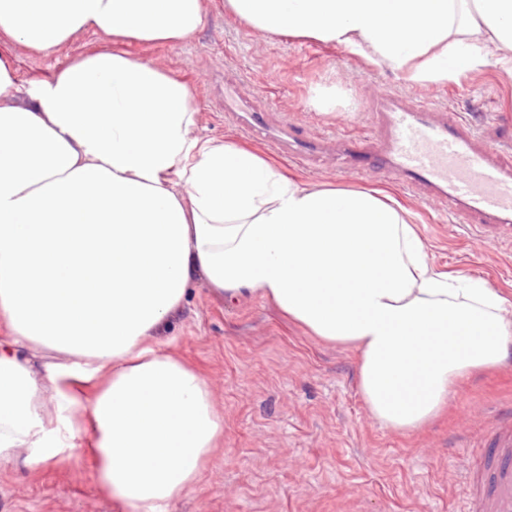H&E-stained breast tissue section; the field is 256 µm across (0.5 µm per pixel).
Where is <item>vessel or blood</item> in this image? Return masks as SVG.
Returning a JSON list of instances; mask_svg holds the SVG:
<instances>
[{
    "label": "vessel or blood",
    "instance_id": "obj_1",
    "mask_svg": "<svg viewBox=\"0 0 512 512\" xmlns=\"http://www.w3.org/2000/svg\"><path fill=\"white\" fill-rule=\"evenodd\" d=\"M233 89L230 83L224 88L225 111L247 136L279 154L304 163L333 156L356 174H388L422 200L465 218L477 235L512 237V154L489 145L458 114L430 102L410 105L388 93L370 99L362 114L374 137H307L297 124L273 119L263 104L242 105ZM465 509L512 512L511 411L498 419L470 469Z\"/></svg>",
    "mask_w": 512,
    "mask_h": 512
}]
</instances>
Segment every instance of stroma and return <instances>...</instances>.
<instances>
[{
  "label": "stroma",
  "instance_id": "1",
  "mask_svg": "<svg viewBox=\"0 0 512 512\" xmlns=\"http://www.w3.org/2000/svg\"><path fill=\"white\" fill-rule=\"evenodd\" d=\"M211 0L205 26L179 43H128L129 56L189 83L196 133L254 148L312 187L387 189L412 213L431 262L485 281L511 303L512 243L476 236L437 202L393 178L342 172L337 161L303 167L239 132L224 110V75L238 93L262 100L305 135L327 130L365 134L360 114L374 93L431 101L460 114L478 133L512 147V80L486 65L443 84L405 81L342 47L273 35L235 18ZM105 36L83 34L42 57L5 43L21 80H40L81 54L111 49ZM158 343L200 368L224 416V446L199 482L169 512H461L464 476L484 447L496 412L512 408V366L471 376L447 413L420 432L381 426L358 390V353L328 344L288 322L257 298L230 304L204 283L190 289ZM0 512H120L101 492L87 462L17 465L0 472Z\"/></svg>",
  "mask_w": 512,
  "mask_h": 512
}]
</instances>
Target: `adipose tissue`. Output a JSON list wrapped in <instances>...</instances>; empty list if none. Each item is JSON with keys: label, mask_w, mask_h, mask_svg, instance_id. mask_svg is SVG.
Wrapping results in <instances>:
<instances>
[{"label": "adipose tissue", "mask_w": 512, "mask_h": 512, "mask_svg": "<svg viewBox=\"0 0 512 512\" xmlns=\"http://www.w3.org/2000/svg\"><path fill=\"white\" fill-rule=\"evenodd\" d=\"M226 6L410 82L488 64L512 78V0ZM207 14V0H0V37L44 56L84 33L176 43ZM196 126L190 86L117 47L37 81L0 57V470L80 452L122 512H168L224 441L205 376L156 342L199 280L354 347L369 412L403 434L512 356L507 297L434 266L402 206L310 187Z\"/></svg>", "instance_id": "1"}]
</instances>
